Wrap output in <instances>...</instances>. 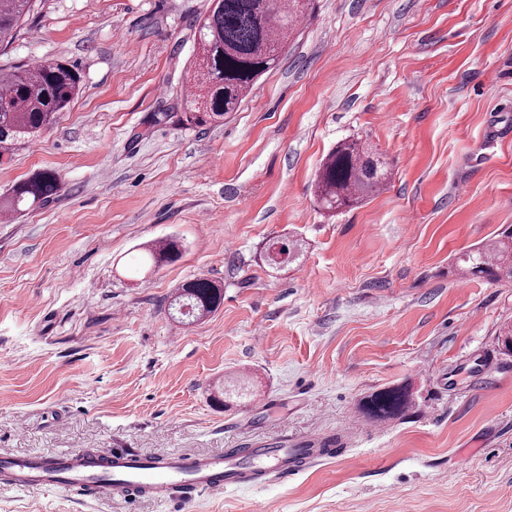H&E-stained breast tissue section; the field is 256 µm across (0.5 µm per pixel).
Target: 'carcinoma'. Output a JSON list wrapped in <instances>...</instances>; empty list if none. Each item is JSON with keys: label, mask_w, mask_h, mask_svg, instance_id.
Returning a JSON list of instances; mask_svg holds the SVG:
<instances>
[{"label": "carcinoma", "mask_w": 512, "mask_h": 512, "mask_svg": "<svg viewBox=\"0 0 512 512\" xmlns=\"http://www.w3.org/2000/svg\"><path fill=\"white\" fill-rule=\"evenodd\" d=\"M198 21L190 61L191 89L183 97V124L198 127L235 112L252 92L258 77L273 68L310 0H208ZM33 0H0V46L17 36L32 10ZM0 150H15L48 128L69 110L80 92L81 76L64 61H44L33 68L0 76ZM390 174L372 148L361 139L338 143L320 165L314 192L320 204L332 211L352 208L383 190ZM62 189L58 176L46 170L12 189L11 205L36 207ZM296 241L269 245L267 265L278 269L299 259ZM181 254L179 241L169 239L146 252L149 269L172 263ZM455 275L512 282V225L503 228L484 246L462 254ZM224 302V290L207 278L178 285L170 307L181 319L198 321L214 314ZM224 409L248 403L251 382L243 377L224 381ZM416 408L408 384L372 392L359 403L367 418L386 422L406 416Z\"/></svg>", "instance_id": "obj_1"}]
</instances>
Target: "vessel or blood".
<instances>
[{"mask_svg":"<svg viewBox=\"0 0 512 512\" xmlns=\"http://www.w3.org/2000/svg\"><path fill=\"white\" fill-rule=\"evenodd\" d=\"M331 454V449L315 447L310 440L276 441L274 447L256 449L246 464L221 455L143 457L122 448L101 454L46 452L0 459V484L64 490L87 486L97 497L122 492L168 498L178 490L187 495L197 490L220 493L229 486L281 479Z\"/></svg>","mask_w":512,"mask_h":512,"instance_id":"obj_1","label":"vessel or blood"}]
</instances>
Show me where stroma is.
Listing matches in <instances>:
<instances>
[{
  "label": "stroma",
  "mask_w": 512,
  "mask_h": 512,
  "mask_svg": "<svg viewBox=\"0 0 512 512\" xmlns=\"http://www.w3.org/2000/svg\"><path fill=\"white\" fill-rule=\"evenodd\" d=\"M207 0H36L0 70L64 60L68 112L0 155V201L63 189L0 223V458L210 455L318 438L335 457L191 500L1 489L0 512H512V284L458 257L512 224V0H313L276 66L224 122L178 117ZM386 162L383 192L336 213L313 193L337 142ZM175 262L146 273L167 238ZM303 243L269 271L271 240ZM205 277L214 315L172 320ZM255 396L224 410L225 377ZM411 383L418 407L365 419ZM62 189L58 176L50 170L20 182L12 189L11 205L20 210V205L29 208L42 205L48 198L57 195ZM170 307L179 319L198 321L214 314L224 302V290L207 278H195L178 285ZM414 408V392L408 384L378 389L359 403L360 412L378 422L402 418Z\"/></svg>",
  "instance_id": "stroma-1"
}]
</instances>
